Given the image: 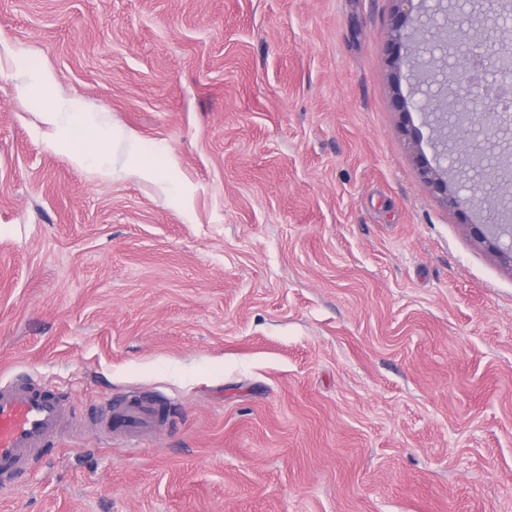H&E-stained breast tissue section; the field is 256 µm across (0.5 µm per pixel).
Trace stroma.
Returning a JSON list of instances; mask_svg holds the SVG:
<instances>
[{"label":"stroma","instance_id":"1","mask_svg":"<svg viewBox=\"0 0 512 512\" xmlns=\"http://www.w3.org/2000/svg\"><path fill=\"white\" fill-rule=\"evenodd\" d=\"M393 9L0 0V379L73 417L0 512H512V266L418 173ZM66 99L188 208L77 169ZM139 395L129 448L92 417ZM83 108L77 100H70L68 102H57L49 108H44L42 114L43 122L54 130L55 135L58 137L63 131L65 120H70L71 114L74 119L81 120ZM121 143L126 148V168L136 169L145 178L158 179V172L151 158L143 152L138 136L131 131L123 130H113L112 132V177L117 173L114 162V148L117 144Z\"/></svg>","mask_w":512,"mask_h":512}]
</instances>
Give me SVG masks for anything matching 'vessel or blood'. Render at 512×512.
Returning a JSON list of instances; mask_svg holds the SVG:
<instances>
[{"label": "vessel or blood", "mask_w": 512, "mask_h": 512, "mask_svg": "<svg viewBox=\"0 0 512 512\" xmlns=\"http://www.w3.org/2000/svg\"><path fill=\"white\" fill-rule=\"evenodd\" d=\"M67 416L62 399L38 384L0 380V477L29 468ZM164 416L162 404L130 397L101 413L97 422L134 442L150 434Z\"/></svg>", "instance_id": "obj_1"}]
</instances>
